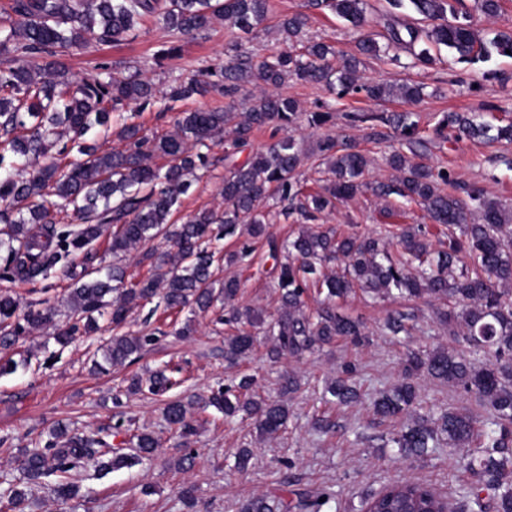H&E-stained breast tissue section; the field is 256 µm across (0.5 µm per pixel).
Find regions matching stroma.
I'll return each mask as SVG.
<instances>
[{
	"label": "stroma",
	"instance_id": "35a3bbf8",
	"mask_svg": "<svg viewBox=\"0 0 512 512\" xmlns=\"http://www.w3.org/2000/svg\"><path fill=\"white\" fill-rule=\"evenodd\" d=\"M270 3L267 20L251 35L218 19L205 33L173 36L159 18L144 17L120 43L93 42L71 48V77L80 80L97 74L99 66L119 63L126 73H141L163 91L173 81L191 78L208 66L223 62L225 50L234 42L259 58L287 50L277 23L297 12L308 18L309 36L344 54L355 53L359 34H369L381 42L389 26L420 20L410 0H365L368 24L361 31L330 10L312 6L310 0ZM173 45L177 46V53L160 57V50ZM430 52L435 62L423 69L412 67V57L402 47L391 48L381 58L366 60L360 68L366 81L422 85L423 99L414 105L399 99L369 100L360 95L339 99L319 86L286 83L282 94L296 99L302 111H314L325 102L336 113L334 127L326 130L302 125L295 131L296 139L309 150L328 135L352 139L370 160L366 181H386L393 178L394 172L385 158L398 148V140L388 126L378 122L354 126L348 116L353 112L411 111L427 142L424 163L448 168L459 180L483 189L487 198L512 205V171L496 161L503 154L512 156V144L481 139L451 144L435 133L436 123L445 112L489 111L494 119H512V58L495 56L469 64L457 61L443 45L431 46ZM209 159L211 172L183 196L175 221H184L186 215L202 207L223 208V146H212ZM423 216L418 206L399 197L381 199L367 192L336 202L319 221L339 233L370 234L389 245L399 225L422 222ZM274 266L266 243L259 241L250 261L218 267L215 276H237L242 285L238 303L273 316L279 307L273 287ZM336 306L340 313L365 323L370 334L368 345L356 347L339 339L303 359L285 357L273 361L267 356L269 338L261 332L252 353L230 366L224 361L227 326L216 323L210 314L194 317L189 311L177 312L152 303L133 311L128 329L136 332L146 326L159 330L158 340L146 345L133 363L113 367L106 373L89 370L102 336L82 338L65 347L38 332L21 336L4 355L16 360L28 358V366L0 376V494L6 492L9 482L19 478L16 459L21 451L45 446L52 427L61 421L77 432L109 433L113 447L126 453L143 431L157 437L160 447L151 459L105 475L98 474L91 464L71 471L67 479L78 485L79 492L64 502L53 492L55 478H48L45 484L29 490L23 512H238L242 501L275 491L286 476L294 478L301 489L332 487L336 502L331 512H361V494L381 490L397 480L424 482L441 494L458 499L459 487L468 475L454 465L456 449L444 446L424 459L404 458L387 443L397 421L379 419L366 405L337 406L319 399L326 382L335 377L343 362L356 364L358 381L367 393L375 395L402 381L406 349L454 347L447 328L436 317V305L424 298L394 297L375 302L358 292L337 300ZM395 310L415 314L416 327L410 335L392 336L385 332V319ZM187 324L192 327L191 334L180 335V328ZM165 367L181 370L183 384L175 389V396L195 400L191 416L197 434L188 448L168 428L161 402L125 391L132 375L145 376ZM284 371L300 378L301 389L288 402L287 429L274 439H257L250 418L227 419L203 404L212 388L244 375L257 377L260 394L276 396L277 378ZM119 411L126 422L116 434L112 426ZM317 417L335 421V431L326 434L314 429L311 422ZM243 446L252 449L253 459L248 472L241 475L231 471L230 466L237 448ZM188 449L194 453V462L191 468H179L177 461ZM185 485L196 488L194 507L185 506L179 496Z\"/></svg>",
	"mask_w": 512,
	"mask_h": 512
}]
</instances>
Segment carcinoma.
Returning a JSON list of instances; mask_svg holds the SVG:
<instances>
[{
	"instance_id": "obj_1",
	"label": "carcinoma",
	"mask_w": 512,
	"mask_h": 512,
	"mask_svg": "<svg viewBox=\"0 0 512 512\" xmlns=\"http://www.w3.org/2000/svg\"><path fill=\"white\" fill-rule=\"evenodd\" d=\"M353 27L365 23L363 0H316ZM429 27L390 29L387 40L410 49L420 41L445 45L458 60L476 64L496 53L512 52V33L498 32L484 39L473 27L461 0H411ZM269 0H10L0 9V279L33 283L58 269L70 282L57 302L48 299L22 305L20 298L0 291V346L33 329H45L65 347L79 336L110 332L100 347L101 359L93 369L122 365L152 341L151 334L122 332L129 313L159 297L166 308L205 314L218 299L224 300V323L236 333L224 339V361L230 365L248 356L254 330L263 326L271 336L268 357L305 354L328 346L338 338L358 344L367 336L364 322L339 313L336 300L359 289L374 300L400 297L448 301L437 312L448 335L460 338L468 352L448 348L409 349L405 353L402 382L371 402L374 415L401 419L419 405L421 376L446 382L474 397L486 414L451 408L430 409L406 421L392 433L390 442L407 458L430 456L445 440L454 448H471L462 467L470 476L465 497L479 509L488 492L494 512H512V208L486 198L482 191L458 181L445 168L434 170L420 162L425 140L410 112L386 115L355 113L359 122L379 121L393 129L408 152L396 151L387 164L397 172L389 181L368 183L364 174L369 159L348 142L328 136L317 145L322 168L318 189L294 181V174L309 155L301 142L285 135L246 161L225 169L222 186L224 210L202 209L181 224L171 222L181 196L207 169L210 145L224 144V158L246 147L256 129L271 126L286 130L301 122L311 128L333 123L330 111L302 112L297 101L277 92L296 79L325 86L343 98L363 94L370 99H420L422 87L403 83L386 85L361 80L354 56L335 67L336 51L323 42L304 41L306 19L295 14L283 20L280 31L289 50L254 60L238 45L229 46L224 63L169 86L164 98L177 102L222 95L230 102L212 110L179 113L173 129L155 134L143 124L124 122L118 133L124 147L106 150L87 136L108 132L112 114L122 104L142 110L156 103L154 84L138 74L115 69L102 78L73 81L68 50L91 41L117 42L146 16L159 17L172 34H195L209 29L216 19L251 34L267 19ZM251 84L243 119L236 120L235 97ZM446 141L483 137L512 142V123L493 125L479 113L446 112L437 123ZM77 147L78 157L63 161V151L50 154L63 138ZM369 190L378 198L399 196L415 203L433 224L448 227V249L431 258V242L423 224H407L396 235L391 252L372 235L339 236L333 229L303 230L280 244L267 232L262 204L275 198L283 214L296 213L305 220ZM72 211L77 226L62 224L57 215ZM233 235L238 227L253 238L263 237L271 256L279 260L275 288L279 308L274 318L264 311L235 303L240 281L212 279L220 259L229 265L251 253L245 245L237 253L218 256L201 247L212 225ZM108 238L106 252L113 262H98L96 243ZM150 263L152 275L143 281H126L127 266ZM338 262V271L322 267ZM314 289L319 300L313 312L305 308L304 294ZM415 315L397 311L388 316V334H407ZM353 366L325 387L336 403L362 399L348 383ZM180 385L174 374L159 371L144 381L131 380L130 389L162 397ZM254 378L211 395L208 405L226 417L240 412L254 418L260 438H274L288 423L284 397L301 389L293 373L280 377V399H256L249 391ZM193 400H167L164 414L189 443L197 427L190 415ZM50 452L25 451L20 459V483H36L55 473H66L87 461L108 469L151 458L158 440L150 433L136 436L134 453L115 454L105 463L107 443L95 434L73 432L57 423ZM336 491L327 486L315 492L293 490L291 495L267 493L243 502L239 512H327ZM371 512H444L445 504L421 483L394 482L365 497Z\"/></svg>"
}]
</instances>
